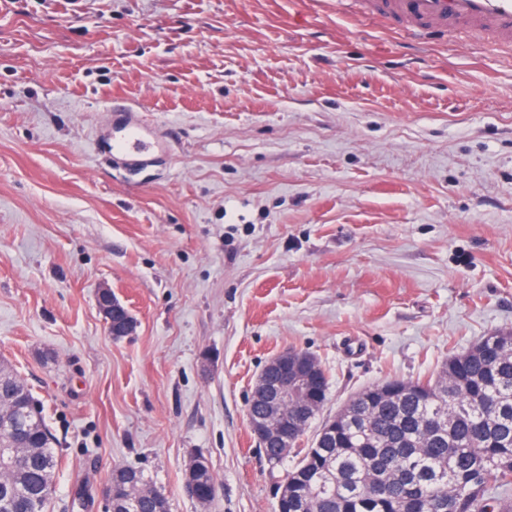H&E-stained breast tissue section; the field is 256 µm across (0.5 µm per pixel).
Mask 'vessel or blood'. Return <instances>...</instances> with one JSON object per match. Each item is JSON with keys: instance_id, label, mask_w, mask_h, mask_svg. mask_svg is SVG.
<instances>
[{"instance_id": "1", "label": "vessel or blood", "mask_w": 512, "mask_h": 512, "mask_svg": "<svg viewBox=\"0 0 512 512\" xmlns=\"http://www.w3.org/2000/svg\"><path fill=\"white\" fill-rule=\"evenodd\" d=\"M361 16L395 23L418 37L457 26L483 34L495 46L512 48V0H351Z\"/></svg>"}]
</instances>
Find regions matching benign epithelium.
Instances as JSON below:
<instances>
[{
	"instance_id": "obj_1",
	"label": "benign epithelium",
	"mask_w": 512,
	"mask_h": 512,
	"mask_svg": "<svg viewBox=\"0 0 512 512\" xmlns=\"http://www.w3.org/2000/svg\"><path fill=\"white\" fill-rule=\"evenodd\" d=\"M97 304L111 335L126 336L134 330L132 316L119 304L112 290L102 289ZM320 374L321 368L314 357H298L287 350L279 352L265 364L257 377L250 403L263 401L266 410L260 415L247 413L259 447L276 441L282 449L281 456L291 453L288 409H293L297 415L310 409V396L320 383ZM202 462L201 458L193 459L186 477L187 489L195 498H198L197 486L204 472Z\"/></svg>"
}]
</instances>
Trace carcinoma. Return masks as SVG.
<instances>
[{
    "label": "carcinoma",
    "instance_id": "1",
    "mask_svg": "<svg viewBox=\"0 0 512 512\" xmlns=\"http://www.w3.org/2000/svg\"><path fill=\"white\" fill-rule=\"evenodd\" d=\"M512 333H493L448 357L424 380L391 379L368 388L369 398L346 404L355 416L322 425L321 439L297 449L286 472L282 512H512V355L498 347ZM23 380L0 359V415L21 423L28 450L0 452L5 488L0 512H47L57 458L45 420L35 421ZM321 408L288 422V437L302 438ZM111 497L124 512L128 484L141 471L120 467ZM139 512H170L156 491Z\"/></svg>",
    "mask_w": 512,
    "mask_h": 512
}]
</instances>
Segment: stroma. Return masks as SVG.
<instances>
[{"label":"stroma","instance_id":"1","mask_svg":"<svg viewBox=\"0 0 512 512\" xmlns=\"http://www.w3.org/2000/svg\"><path fill=\"white\" fill-rule=\"evenodd\" d=\"M131 122L152 150L113 155ZM508 331L512 51L336 0H0V358L51 512H104L118 466L171 512H275L247 417L274 355L318 357L326 419ZM99 311L103 314L112 336H126L134 330L135 322L128 310L119 304L112 290L104 288L97 297ZM202 462L203 459L201 458H194L192 460L187 472L186 486L189 493L199 502L208 503L210 501V498L205 497L209 496L210 494H212L213 491H215V480L211 472V468H207L204 474V480L198 486L200 477L204 472ZM198 495L202 498H199Z\"/></svg>","mask_w":512,"mask_h":512}]
</instances>
